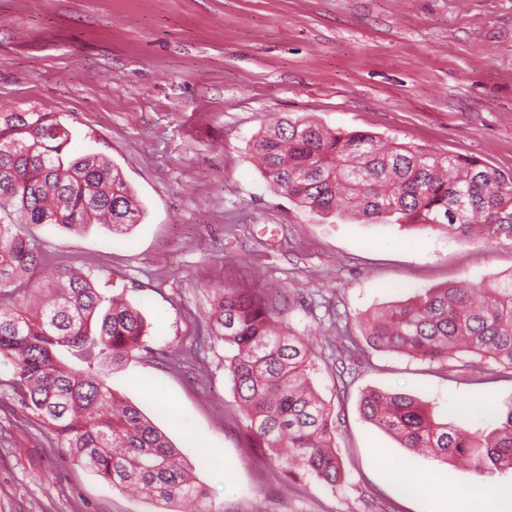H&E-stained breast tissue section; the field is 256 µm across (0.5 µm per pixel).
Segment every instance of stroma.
Here are the masks:
<instances>
[{"label": "stroma", "instance_id": "stroma-1", "mask_svg": "<svg viewBox=\"0 0 512 512\" xmlns=\"http://www.w3.org/2000/svg\"><path fill=\"white\" fill-rule=\"evenodd\" d=\"M56 112L74 153L121 170L145 217L123 234L34 232L56 264L91 267L151 323L147 352L109 383L183 453L224 512H430L409 479L438 474L446 512H512V474L487 478L413 455L366 421L363 391L432 402L439 421L497 426L512 373L461 353L441 363L335 345L415 291L512 274V242L312 214L273 191L250 151L278 117L472 156L512 174V0H0V106ZM231 286L287 302L312 348L347 473L332 489L247 447L204 317ZM0 358V512H154L68 458L14 400ZM384 453L386 467L376 463Z\"/></svg>", "mask_w": 512, "mask_h": 512}]
</instances>
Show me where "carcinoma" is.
Wrapping results in <instances>:
<instances>
[{
    "label": "carcinoma",
    "mask_w": 512,
    "mask_h": 512,
    "mask_svg": "<svg viewBox=\"0 0 512 512\" xmlns=\"http://www.w3.org/2000/svg\"><path fill=\"white\" fill-rule=\"evenodd\" d=\"M71 140L55 112L0 111V357L13 365L15 398L69 457L158 512H222L180 450L106 380L105 368L146 350L149 324L140 311L100 293L90 269L58 265L39 277L49 259L34 226L81 233L103 224L123 233L144 214L112 160L73 154ZM252 151L274 189L312 213L418 222L490 245L512 241V176L478 158L290 115L266 126ZM278 315L274 300L231 287L207 312L230 349L224 368L244 411L248 448L342 486L336 419L309 385L311 349ZM362 337L376 351L429 362L467 352L512 372V274L419 291L376 312ZM360 412L409 452L460 461L478 474L512 473V403L490 431L440 422L433 407L402 392L369 390Z\"/></svg>",
    "instance_id": "1"
}]
</instances>
